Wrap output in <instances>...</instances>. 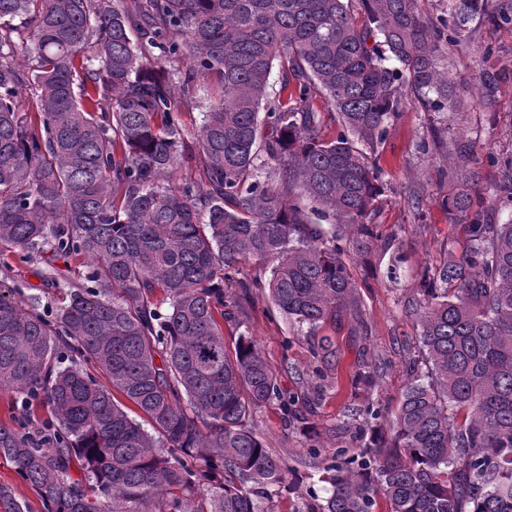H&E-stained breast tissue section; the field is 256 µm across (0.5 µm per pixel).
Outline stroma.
Wrapping results in <instances>:
<instances>
[{"label":"stroma","instance_id":"35a3bbf8","mask_svg":"<svg viewBox=\"0 0 512 512\" xmlns=\"http://www.w3.org/2000/svg\"><path fill=\"white\" fill-rule=\"evenodd\" d=\"M466 35L469 47L451 46L446 54L451 73L469 106L449 113L448 141L434 146L432 126L439 116L423 111L411 99H404L398 114L390 121L383 140L370 155L381 169L382 192L373 214L390 247L380 245L363 256L352 257L350 268L361 286L363 308L369 320V333L356 335L349 326L336 333L340 355L336 361L333 386L318 405L299 402L305 421L326 427L337 421L343 406L359 404L367 398L397 406L408 381L404 344L414 342L417 326L411 303L418 297L420 275L448 251L462 253L467 227L454 223L440 205L452 190L449 180L439 173L455 167L460 145H475V167L481 174L480 194L485 208L495 210L498 222L512 219V206L501 204L496 185L500 179V159L512 156V27H495L480 20L470 21ZM492 81L495 93L481 103L479 79ZM404 255L398 279L387 270L396 255ZM56 281L45 278L42 261H29L13 253L0 255V282L12 288L13 297L25 310L50 317L64 305L71 283L85 282L88 264L59 257L54 259ZM246 329L260 344L274 369L281 387L300 392L296 370L309 364L308 346L302 331L282 319L273 309L266 290L252 292ZM381 357L387 362L382 377L364 392L352 384L360 358ZM254 429L268 451L297 469L300 483L294 494L278 498L280 512H294L303 502L321 498L323 485L317 469L308 465L309 455L302 433L283 422L278 405L257 410Z\"/></svg>","mask_w":512,"mask_h":512}]
</instances>
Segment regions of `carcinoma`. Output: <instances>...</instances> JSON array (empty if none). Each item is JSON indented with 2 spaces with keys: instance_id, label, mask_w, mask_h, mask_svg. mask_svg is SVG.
Masks as SVG:
<instances>
[{
  "instance_id": "cac0c4a2",
  "label": "carcinoma",
  "mask_w": 512,
  "mask_h": 512,
  "mask_svg": "<svg viewBox=\"0 0 512 512\" xmlns=\"http://www.w3.org/2000/svg\"><path fill=\"white\" fill-rule=\"evenodd\" d=\"M350 2L0 0V246L93 264L52 318L0 283V387L50 413L31 430L1 420L0 458L46 512H276L292 490L252 425L274 401L299 421L240 331L252 289L307 328L303 382L323 396L337 348L322 331L367 335L348 265L378 239L367 149L405 95L452 110L443 48L512 11L457 0L455 24L436 26L418 0H359V22ZM460 178L441 205L468 246L421 275L399 405L302 428L309 448L349 439L312 454L328 487L305 512H512V220L484 214L476 172ZM497 192L512 204V159ZM250 263L268 280L242 275ZM383 370L359 362L356 385ZM0 512L27 507L0 486Z\"/></svg>"
}]
</instances>
